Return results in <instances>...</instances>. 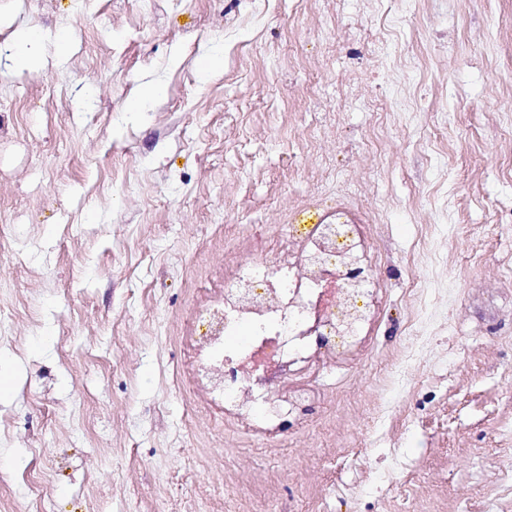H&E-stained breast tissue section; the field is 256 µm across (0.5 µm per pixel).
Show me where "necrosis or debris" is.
Segmentation results:
<instances>
[{"mask_svg": "<svg viewBox=\"0 0 512 512\" xmlns=\"http://www.w3.org/2000/svg\"><path fill=\"white\" fill-rule=\"evenodd\" d=\"M369 225L345 204L289 225L249 263L228 264L186 336V378L225 425L272 440L327 393L319 375L365 361L384 313L380 289L349 283L354 266H375Z\"/></svg>", "mask_w": 512, "mask_h": 512, "instance_id": "1", "label": "necrosis or debris"}]
</instances>
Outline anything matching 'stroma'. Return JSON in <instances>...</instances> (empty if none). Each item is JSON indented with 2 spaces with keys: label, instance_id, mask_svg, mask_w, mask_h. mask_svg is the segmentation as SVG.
Masks as SVG:
<instances>
[{
  "label": "stroma",
  "instance_id": "1",
  "mask_svg": "<svg viewBox=\"0 0 512 512\" xmlns=\"http://www.w3.org/2000/svg\"><path fill=\"white\" fill-rule=\"evenodd\" d=\"M251 7L0 0L69 36L19 71L0 28V512H512V0H406L390 33L382 0ZM342 195L379 232L373 351L252 438L199 406L183 322L237 236Z\"/></svg>",
  "mask_w": 512,
  "mask_h": 512
}]
</instances>
